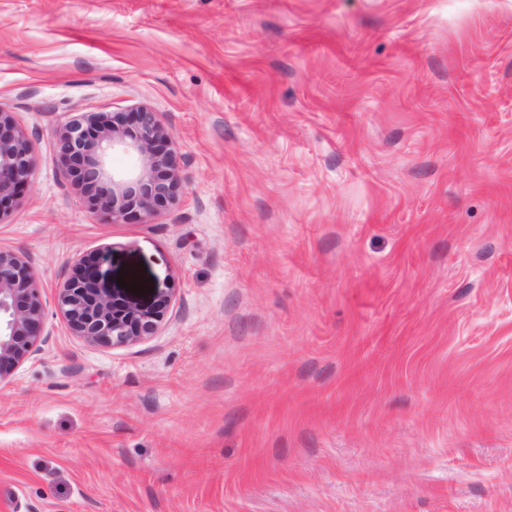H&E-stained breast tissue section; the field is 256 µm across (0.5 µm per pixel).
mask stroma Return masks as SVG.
I'll return each mask as SVG.
<instances>
[{
	"instance_id": "stroma-1",
	"label": "stroma",
	"mask_w": 512,
	"mask_h": 512,
	"mask_svg": "<svg viewBox=\"0 0 512 512\" xmlns=\"http://www.w3.org/2000/svg\"><path fill=\"white\" fill-rule=\"evenodd\" d=\"M139 105L184 181L116 223L52 130ZM0 109L52 332L0 381V512H512V0H0ZM105 246L155 335L56 309ZM34 170L30 138L15 124L10 112L0 109V219L4 205L30 183Z\"/></svg>"
}]
</instances>
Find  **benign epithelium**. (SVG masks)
I'll return each mask as SVG.
<instances>
[{"instance_id":"obj_1","label":"benign epithelium","mask_w":512,"mask_h":512,"mask_svg":"<svg viewBox=\"0 0 512 512\" xmlns=\"http://www.w3.org/2000/svg\"><path fill=\"white\" fill-rule=\"evenodd\" d=\"M55 143L67 174L98 190L100 207L120 223L137 213L152 219L177 204L183 182L177 145L160 113L140 105L130 112H86L58 125ZM121 149L136 166L125 176L111 174L109 154ZM35 156L30 138L10 113L0 110V214L30 183ZM106 256L80 263V271L57 291L56 307L76 336L124 346L153 335L171 297L162 293L140 307L109 292ZM52 333L47 329L33 262L0 247V379L34 358Z\"/></svg>"}]
</instances>
